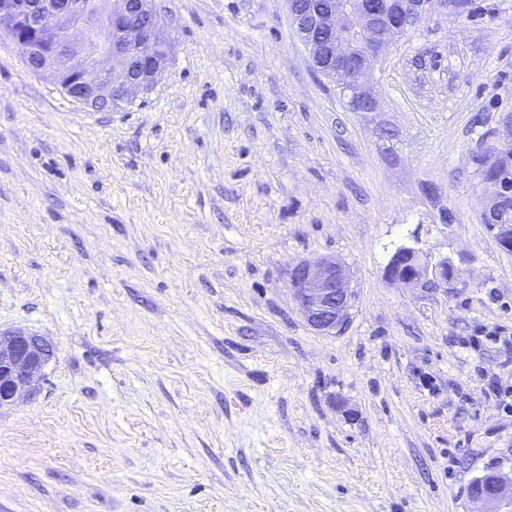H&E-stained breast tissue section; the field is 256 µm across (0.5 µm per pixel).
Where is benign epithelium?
<instances>
[{
	"instance_id": "1",
	"label": "benign epithelium",
	"mask_w": 512,
	"mask_h": 512,
	"mask_svg": "<svg viewBox=\"0 0 512 512\" xmlns=\"http://www.w3.org/2000/svg\"><path fill=\"white\" fill-rule=\"evenodd\" d=\"M152 0H0V33L20 50L29 67L54 74L63 93L96 112L110 111L151 89L166 71L170 39ZM292 25L314 71L336 83L348 107L375 112L374 63L414 19L461 17L471 0H286ZM512 149V118L485 152L494 167ZM394 283L453 288L459 269L448 257L432 265L419 250L403 246L385 268ZM288 288L307 323L321 334L342 333L356 299L351 278L332 257L305 259L288 273ZM54 347L22 328L0 329V407L31 400ZM512 453L487 466L470 487L471 499L512 512Z\"/></svg>"
}]
</instances>
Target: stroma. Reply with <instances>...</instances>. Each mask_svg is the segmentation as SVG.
<instances>
[{
  "instance_id": "35a3bbf8",
  "label": "stroma",
  "mask_w": 512,
  "mask_h": 512,
  "mask_svg": "<svg viewBox=\"0 0 512 512\" xmlns=\"http://www.w3.org/2000/svg\"><path fill=\"white\" fill-rule=\"evenodd\" d=\"M168 71L109 112L0 38V328L56 348L0 408V512H480L512 450V252L474 155L512 114V0L421 22L350 111L285 0H153ZM402 246L454 288L390 282ZM356 291L314 331L287 287ZM288 288L307 323L321 334L342 333L356 292L344 266L332 257L305 259L288 273ZM508 468V471L506 469ZM510 482V494H505V486ZM471 499L489 504V512H510L512 510V450L493 464L487 466L470 487Z\"/></svg>"
}]
</instances>
